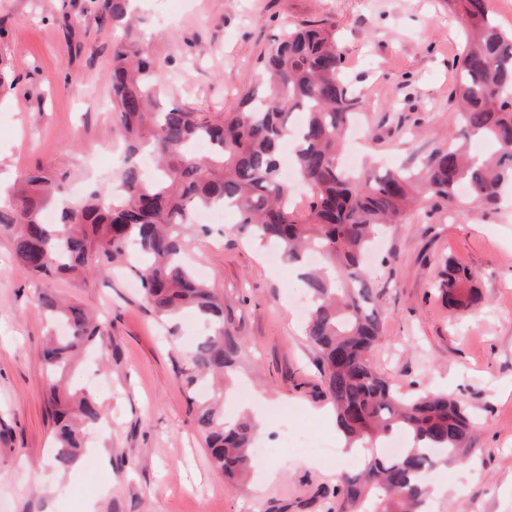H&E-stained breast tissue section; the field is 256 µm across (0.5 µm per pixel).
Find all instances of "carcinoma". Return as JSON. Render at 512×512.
<instances>
[{"label":"carcinoma","mask_w":512,"mask_h":512,"mask_svg":"<svg viewBox=\"0 0 512 512\" xmlns=\"http://www.w3.org/2000/svg\"><path fill=\"white\" fill-rule=\"evenodd\" d=\"M131 2L104 0L96 17L100 30L124 34L112 44L109 76L115 134L123 144L117 188L69 201L61 194L63 179L37 167L0 199V235L12 241L16 270L43 285L32 304L67 328L41 350L55 466L70 467L85 431L104 417L92 394L59 386L104 331L81 304L64 303L46 287L62 275L83 280L115 262L135 270L161 322L192 309L209 324L208 334L180 356L177 374L214 466L229 477L254 466L257 424L247 418L228 424L197 394L208 377L231 369L240 352L224 334L223 305L185 261L187 236L197 231L193 213L221 206L235 211L239 228L254 240L302 269L299 279L311 299L306 337L318 353L346 447L365 452L364 467L342 475L334 512H429L425 478L470 451L472 419L446 395L400 392L370 365L381 318L364 258L386 225L402 222L425 193L452 204L463 190L470 204L482 207L512 188V28L494 20L488 0H455L470 34L453 90L461 138L433 149L418 168L360 172L348 169L339 153L364 98L344 72L335 25L286 26L261 57L239 110L214 119L176 104L157 107L164 63L135 47L141 17ZM290 138L296 174L312 193L304 210L288 202L291 185L280 172V148ZM198 140L209 143L210 154L194 153ZM473 141L488 142L492 153L471 154ZM434 288L454 314L479 299L468 270L451 259L443 261ZM399 433L405 448L385 455L383 443Z\"/></svg>","instance_id":"carcinoma-1"}]
</instances>
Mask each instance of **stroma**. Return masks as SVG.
<instances>
[{
    "label": "stroma",
    "mask_w": 512,
    "mask_h": 512,
    "mask_svg": "<svg viewBox=\"0 0 512 512\" xmlns=\"http://www.w3.org/2000/svg\"><path fill=\"white\" fill-rule=\"evenodd\" d=\"M101 0H0V185L41 166L65 174L74 197L116 178L112 161V40L95 22ZM140 42L166 60L167 100L212 115L236 108L284 23H334L350 81L364 95L362 140L344 151L415 166L460 135L451 99L466 34L453 0H141ZM226 214L187 258L224 304L241 351L224 385V417L260 415L265 453L228 479L214 468L175 370V354L127 268L54 280V293L95 310L103 349L69 374L100 402L106 425L68 469L53 457L41 347L51 326L0 237V512H326L360 460L338 454L299 288L288 264ZM469 267L481 299L456 316L431 282L442 258ZM382 317L370 360L406 391H445L478 421L474 454L437 469L448 494L432 512H512V207L425 201L395 225L366 266ZM309 434L329 459L282 444ZM107 454L101 466L99 454Z\"/></svg>",
    "instance_id": "35a3bbf8"
}]
</instances>
